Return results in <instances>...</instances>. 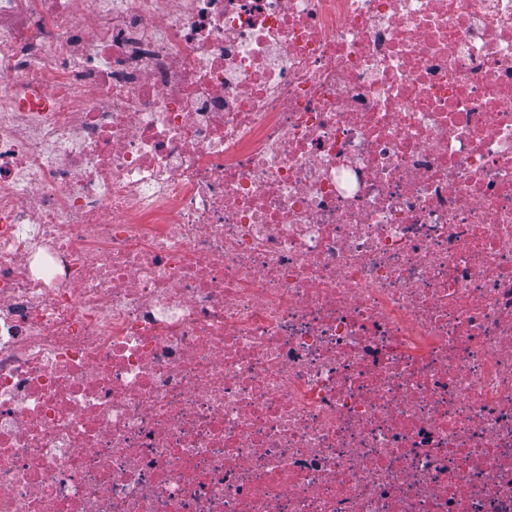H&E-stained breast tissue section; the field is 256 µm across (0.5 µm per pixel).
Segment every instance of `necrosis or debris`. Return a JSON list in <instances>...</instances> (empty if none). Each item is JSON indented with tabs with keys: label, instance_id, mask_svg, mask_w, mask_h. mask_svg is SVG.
<instances>
[{
	"label": "necrosis or debris",
	"instance_id": "4bbe7bcc",
	"mask_svg": "<svg viewBox=\"0 0 512 512\" xmlns=\"http://www.w3.org/2000/svg\"><path fill=\"white\" fill-rule=\"evenodd\" d=\"M0 512H512V0H0Z\"/></svg>",
	"mask_w": 512,
	"mask_h": 512
}]
</instances>
